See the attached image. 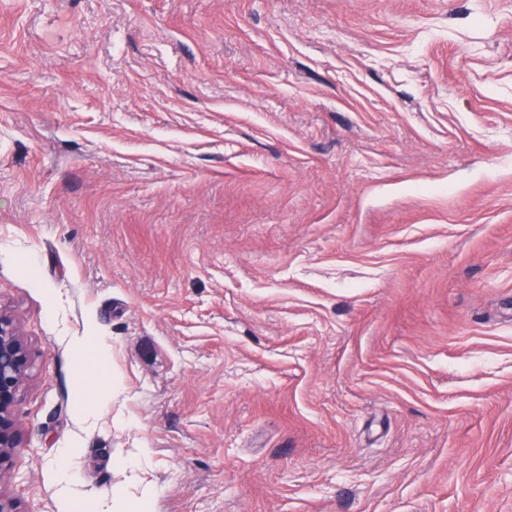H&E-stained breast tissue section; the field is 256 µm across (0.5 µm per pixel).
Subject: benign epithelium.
Instances as JSON below:
<instances>
[{"label": "benign epithelium", "instance_id": "7a95c632", "mask_svg": "<svg viewBox=\"0 0 512 512\" xmlns=\"http://www.w3.org/2000/svg\"><path fill=\"white\" fill-rule=\"evenodd\" d=\"M28 367L23 337L12 321L0 314V472L21 445L14 404Z\"/></svg>", "mask_w": 512, "mask_h": 512}]
</instances>
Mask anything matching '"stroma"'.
Listing matches in <instances>:
<instances>
[{"mask_svg": "<svg viewBox=\"0 0 512 512\" xmlns=\"http://www.w3.org/2000/svg\"><path fill=\"white\" fill-rule=\"evenodd\" d=\"M0 313L16 512H512V0H0ZM28 367L23 337L12 321L0 314V476L3 464L21 447L14 404ZM80 351L87 360H92V369L85 375L83 385H94L102 378L105 372V350L100 345L96 336H88L83 340ZM84 386L81 387L82 390H85Z\"/></svg>", "mask_w": 512, "mask_h": 512, "instance_id": "1", "label": "stroma"}]
</instances>
